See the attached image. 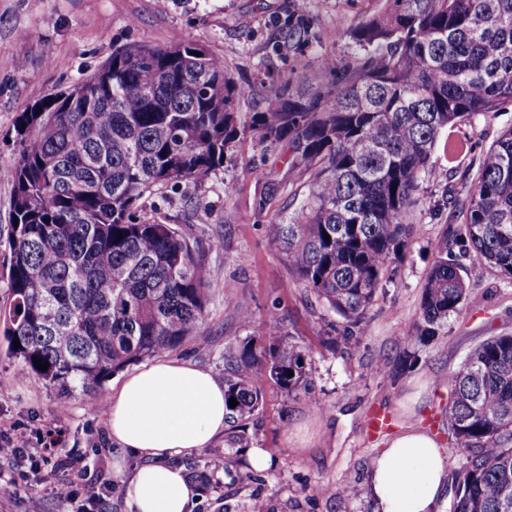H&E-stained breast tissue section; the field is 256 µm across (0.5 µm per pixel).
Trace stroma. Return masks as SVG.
Masks as SVG:
<instances>
[{
    "mask_svg": "<svg viewBox=\"0 0 512 512\" xmlns=\"http://www.w3.org/2000/svg\"><path fill=\"white\" fill-rule=\"evenodd\" d=\"M383 6V0H307L303 11L311 25L305 41L297 44L288 40L284 26L298 9L296 0H0V168L19 155L16 115L88 77L121 46L169 47L190 39L222 58L226 72L253 91H260L268 73L311 88L321 80L324 59L347 62L362 56L349 33ZM510 127L509 104L474 113L440 133L408 218L415 231L405 256L349 338L343 319L289 273L267 237V226L296 215L308 193L305 175L290 167L287 147L269 148L244 138L227 149L223 168L206 183L163 186L145 201V217L178 228L211 271L203 321L183 343L164 351V358L192 363L223 379L226 352L260 335L271 308L307 355V381L298 390L287 394L262 383L263 405L246 427L247 447L225 433L182 458L199 490L193 512H249L256 501L266 512H374L364 492L347 498L329 489L367 487L370 465L385 441L409 425L433 435L451 461H458L444 420L450 391L441 381L484 340L512 334V280L467 254L460 259L468 286L463 307L433 338L419 339L414 325L434 247L444 232L463 222L443 198L450 190L467 195L483 152ZM450 142L463 145L453 159L446 150ZM274 183L282 189L272 196L268 188ZM11 196V183L0 178V434L20 426L60 431L67 447L88 453L94 462L83 485L95 490L111 481L110 512H129L124 478L112 468L116 449L105 415L92 413L80 396H58L22 376L21 361L12 352L4 321L11 304ZM243 310L252 312L251 324L242 323ZM416 382L428 390L411 417L401 403ZM315 399L321 409L312 408ZM374 411L391 417L389 428L378 434L366 426ZM298 428L304 438L300 448L289 441ZM254 448L269 453L267 469L251 467ZM214 455L226 457L223 472L205 469ZM22 468L31 478L29 492L15 495L0 485V512H28L32 495L41 499L43 512H67L52 487L72 479L71 471L29 460Z\"/></svg>",
    "mask_w": 512,
    "mask_h": 512,
    "instance_id": "stroma-1",
    "label": "stroma"
}]
</instances>
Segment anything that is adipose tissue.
<instances>
[{"label": "adipose tissue", "mask_w": 512, "mask_h": 512, "mask_svg": "<svg viewBox=\"0 0 512 512\" xmlns=\"http://www.w3.org/2000/svg\"><path fill=\"white\" fill-rule=\"evenodd\" d=\"M105 414L120 450L113 466L130 473L124 486L130 512H190L197 491L179 460L223 433V385L190 363L160 360L127 375L108 396ZM131 456L136 466H128ZM448 469L435 437L407 427L371 463L376 512H435Z\"/></svg>", "instance_id": "obj_1"}]
</instances>
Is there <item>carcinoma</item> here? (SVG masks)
I'll return each instance as SVG.
<instances>
[{"mask_svg":"<svg viewBox=\"0 0 512 512\" xmlns=\"http://www.w3.org/2000/svg\"><path fill=\"white\" fill-rule=\"evenodd\" d=\"M308 28L296 16L288 39L303 42ZM349 38L364 55L325 59L312 94L264 77L266 106L247 126L237 114L250 89L192 40L122 47L86 91L51 93L17 115L19 157L5 169L8 333L24 374L62 397L88 398L113 373L192 334L210 268L177 228L139 209L160 186L208 181L247 135L287 145L308 180L300 214L267 225L269 241L349 326L362 322L404 254L441 131L512 103V0H385ZM447 204L464 222L435 247L422 338L467 298L453 247L512 279V128L483 155L473 189ZM224 360V402H238L228 423L239 427L262 407L258 379L289 393L308 375L273 312L261 336ZM447 383L445 418L463 459L452 512H512V335L483 341Z\"/></svg>","mask_w":512,"mask_h":512,"instance_id":"carcinoma-1","label":"carcinoma"}]
</instances>
